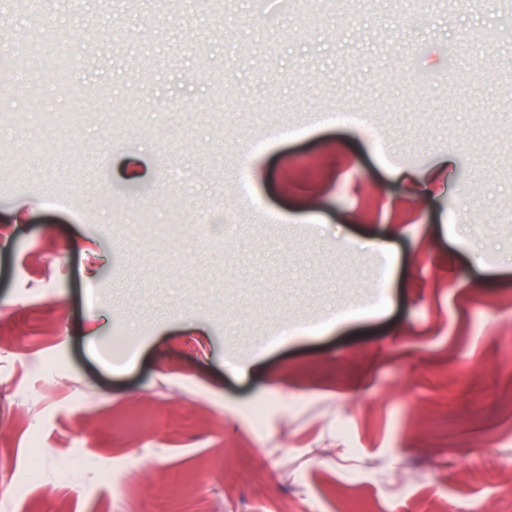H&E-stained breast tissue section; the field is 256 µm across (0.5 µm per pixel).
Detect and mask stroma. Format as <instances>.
<instances>
[{
  "mask_svg": "<svg viewBox=\"0 0 512 512\" xmlns=\"http://www.w3.org/2000/svg\"><path fill=\"white\" fill-rule=\"evenodd\" d=\"M1 48L0 512L503 497L512 0H0Z\"/></svg>",
  "mask_w": 512,
  "mask_h": 512,
  "instance_id": "1",
  "label": "stroma"
}]
</instances>
